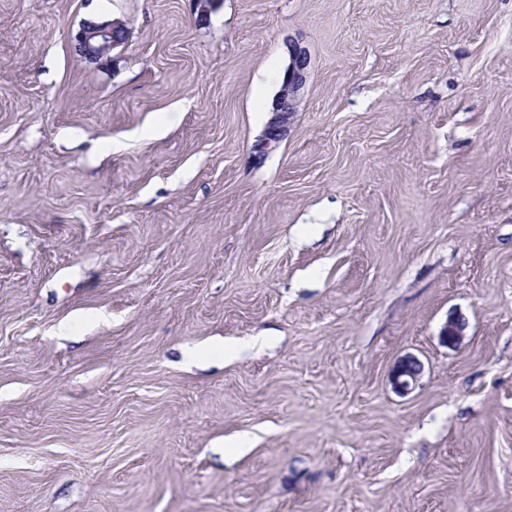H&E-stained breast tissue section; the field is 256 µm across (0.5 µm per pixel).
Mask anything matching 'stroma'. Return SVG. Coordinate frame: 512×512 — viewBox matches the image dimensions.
I'll use <instances>...</instances> for the list:
<instances>
[{"label": "stroma", "mask_w": 512, "mask_h": 512, "mask_svg": "<svg viewBox=\"0 0 512 512\" xmlns=\"http://www.w3.org/2000/svg\"><path fill=\"white\" fill-rule=\"evenodd\" d=\"M0 512H512V0H0ZM124 25L119 21L91 22L82 25L76 34V47L80 57L97 60L122 43ZM289 61L280 89L272 102V117L260 139L253 146L254 155L264 158L276 150L288 131L290 121L298 111L300 91L307 78L308 56L297 44L288 45ZM423 372V364L414 356H407L402 359L392 377L394 388L399 393L408 392L415 386Z\"/></svg>", "instance_id": "1"}]
</instances>
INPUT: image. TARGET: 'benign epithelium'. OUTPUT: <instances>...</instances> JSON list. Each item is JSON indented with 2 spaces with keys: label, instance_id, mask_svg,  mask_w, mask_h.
<instances>
[{
  "label": "benign epithelium",
  "instance_id": "obj_1",
  "mask_svg": "<svg viewBox=\"0 0 512 512\" xmlns=\"http://www.w3.org/2000/svg\"><path fill=\"white\" fill-rule=\"evenodd\" d=\"M123 24L119 21L91 22L82 25L76 34V47L80 57L97 60L107 55L111 49L122 43ZM289 61L284 71L280 89L272 102V117L260 139L253 146L254 155L264 158L276 150L288 131L290 121L298 111L300 91L307 78L308 56L296 44H288ZM462 337L461 325L453 319L442 328L441 340L447 345H455ZM423 372V364L414 356L402 359L392 377L394 388L404 393L416 385Z\"/></svg>",
  "mask_w": 512,
  "mask_h": 512
}]
</instances>
